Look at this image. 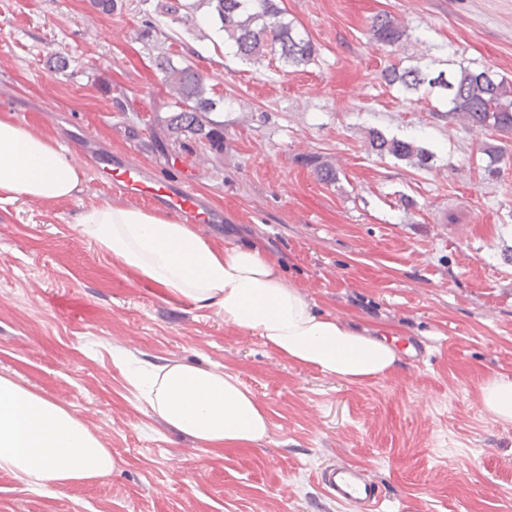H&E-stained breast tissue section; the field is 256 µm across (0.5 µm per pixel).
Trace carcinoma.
<instances>
[{
  "instance_id": "carcinoma-1",
  "label": "carcinoma",
  "mask_w": 512,
  "mask_h": 512,
  "mask_svg": "<svg viewBox=\"0 0 512 512\" xmlns=\"http://www.w3.org/2000/svg\"><path fill=\"white\" fill-rule=\"evenodd\" d=\"M207 4L212 20L236 48V54L244 58L268 55L290 66L314 59V43L292 23L283 21L284 12L277 0H207ZM370 34L375 42L394 46L405 36V29L385 13L372 18ZM156 66L174 97L175 111L169 116L168 131L211 146L223 143L224 125L208 117L221 100L206 96L204 76L189 65H174L167 56L157 57ZM381 77L386 84L406 91L446 90L448 117L461 118L500 135L512 134V82L486 66H461L449 76L441 72L434 76L417 68L391 64L382 70ZM370 145L380 156L414 157L421 166L431 158L415 140L388 138L377 130L371 132Z\"/></svg>"
}]
</instances>
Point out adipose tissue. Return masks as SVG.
I'll use <instances>...</instances> for the list:
<instances>
[{"label": "adipose tissue", "instance_id": "ef3b65f1", "mask_svg": "<svg viewBox=\"0 0 512 512\" xmlns=\"http://www.w3.org/2000/svg\"><path fill=\"white\" fill-rule=\"evenodd\" d=\"M84 177L58 143L0 120V198L70 197ZM81 234L164 296L214 307L226 326L259 337L279 357L361 383L397 363L389 340L318 311L254 246L216 247L193 225L136 207L95 205ZM134 404L203 446L259 445L264 406L224 370L184 363L125 368ZM116 461L73 413L0 376V470L26 485L63 489L104 478Z\"/></svg>", "mask_w": 512, "mask_h": 512}]
</instances>
